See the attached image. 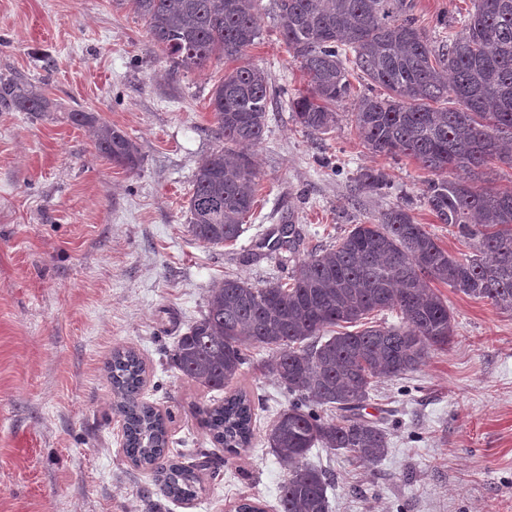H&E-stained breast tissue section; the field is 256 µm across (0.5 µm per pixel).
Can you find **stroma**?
<instances>
[{"label":"stroma","mask_w":512,"mask_h":512,"mask_svg":"<svg viewBox=\"0 0 512 512\" xmlns=\"http://www.w3.org/2000/svg\"><path fill=\"white\" fill-rule=\"evenodd\" d=\"M430 38L472 0H413ZM262 35L248 59L273 87L307 78L275 28L273 0L259 2ZM40 85L55 108H0V512H236L242 500L279 512L289 468L265 435L291 395L264 370L272 353L246 350L232 387L255 407L249 448L228 455L196 411L220 400L173 365V345L200 317L224 276L262 287L289 278L312 250L407 200L412 214L456 257L467 248L423 200L426 171L412 159L368 150L338 107L325 134L305 132L282 98L269 107L261 144L249 148L257 202L233 244L212 248L187 232L199 160L220 148L209 107L224 61L170 73L131 5L112 0H0V75ZM98 113L141 148L140 168L103 158L72 111ZM383 170L391 188L359 191L355 177ZM293 224L298 250H272ZM454 317L448 347L409 378L375 382L368 418L388 431L389 451L364 466L315 447L309 465L330 472V512H512V315L434 283ZM118 348L146 367L143 397L171 414L180 451L201 448L193 502L158 499L150 469L123 452L106 364Z\"/></svg>","instance_id":"1"}]
</instances>
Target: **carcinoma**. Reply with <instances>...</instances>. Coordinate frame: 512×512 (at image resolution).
<instances>
[{
  "label": "carcinoma",
  "instance_id": "obj_1",
  "mask_svg": "<svg viewBox=\"0 0 512 512\" xmlns=\"http://www.w3.org/2000/svg\"><path fill=\"white\" fill-rule=\"evenodd\" d=\"M131 2L172 71L200 69L214 56L241 62L212 90L224 146L198 163L187 204L194 240L233 243L253 210L258 177L236 147L261 143L273 94L265 71L245 61L260 38L258 0ZM275 6L282 40L308 78L303 92L280 89L296 123L309 133L328 132L336 108L354 96L350 77L366 82L370 93L352 113L359 137L372 152L412 158L430 173L424 204L471 249L462 258L450 255L415 222L405 201L309 254L288 282L256 287L224 278L201 317L177 337L173 365L209 391L224 390L240 375L244 346L275 351L266 370L293 395L267 434L272 452L295 464L281 487L280 512H329L331 476L300 461L318 445L363 465L386 456V429L362 414L373 382L416 371L454 336L448 304L429 282L512 313V187L477 185L490 166L512 167L506 149L512 141V0H473L460 30L452 19L442 22L448 35L438 43L417 25L411 0H275ZM0 106L54 110L40 87L10 76H0ZM71 119L92 133L104 158L129 171L140 168V147L125 131L94 112L76 111ZM356 182L375 194L389 188L380 170H364ZM390 309L399 312L400 325L370 321L372 313ZM108 372L126 457L154 470L163 497L194 500L199 473L214 467L210 454L199 450L188 464L167 455V419L141 397L146 370L134 350H115ZM199 416L224 450L249 445L253 409L246 392Z\"/></svg>",
  "mask_w": 512,
  "mask_h": 512
}]
</instances>
